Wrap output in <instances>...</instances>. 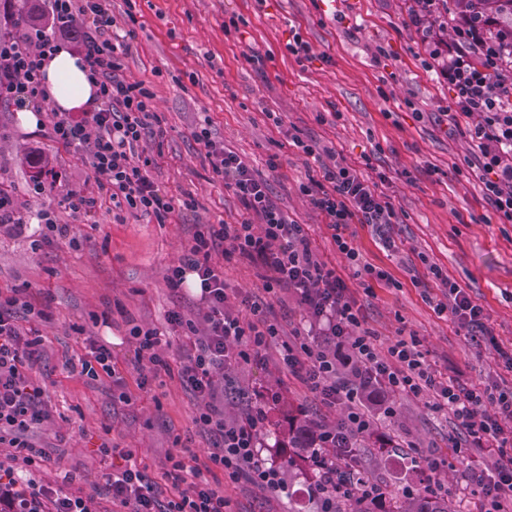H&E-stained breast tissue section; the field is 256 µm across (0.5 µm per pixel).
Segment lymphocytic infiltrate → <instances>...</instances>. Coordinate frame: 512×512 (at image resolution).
<instances>
[{
  "label": "lymphocytic infiltrate",
  "mask_w": 512,
  "mask_h": 512,
  "mask_svg": "<svg viewBox=\"0 0 512 512\" xmlns=\"http://www.w3.org/2000/svg\"><path fill=\"white\" fill-rule=\"evenodd\" d=\"M109 0H53L52 13L59 37L31 28L0 40V101L16 106L47 101L45 62L57 51L59 39H67L80 57L81 67L96 87L93 109L73 116L69 112L47 114L51 136L65 146L87 145L99 175V188L121 213L149 215L166 224L175 212L169 198L155 184L150 171L155 157L139 153L141 140L160 118L155 94L142 81H129L122 73L113 42L115 20ZM89 27H82V20ZM423 40L432 59L441 61L453 96L450 121L466 118L470 154L479 171L485 199L503 223H512V32L489 37L486 21L461 15L452 42L446 43L425 29ZM194 138L204 144L212 173L233 189L245 212L232 224L198 225L178 264L170 266L166 281L181 288L187 273H194L200 288L202 312L184 319L172 311L167 316L171 331L185 350L179 369H172L157 328L136 326L135 355L141 369L152 376L178 371L202 400L196 423L213 433L218 444L204 466L183 448L169 453L164 476L173 488L166 505H159L152 484L136 466L132 453L101 444L103 460L123 459L124 468L113 471L107 490L113 502L132 512H228L229 502L218 488L221 479L248 481L274 490L283 489L279 468L262 459L259 441L268 420L266 403L276 401L273 392L257 394L256 403L234 421L224 418V372L230 365L261 360L272 341H280V361L289 373L313 392L327 409H340L336 424L321 426L316 435L318 478L314 497L332 508L336 500L382 499L383 487L374 481L355 482L344 468L348 437L373 433L376 422L357 404L355 379L369 378L373 403L386 416L395 410L392 396L431 398L436 411L452 415L463 434L462 448H478L495 455L492 472L476 470L478 512H512V389L467 385L441 380L428 363L417 337L397 340L383 347L365 328L362 307L334 268L320 261L302 225L290 220L274 201L267 179L256 175L235 154L225 152L200 125ZM387 177L367 181L357 169L343 164L324 167L322 181L301 185V192L323 215L338 251L354 268L365 293L374 284H394L392 273L364 261L354 244L355 224L375 228L396 223L397 213L386 191ZM237 259L261 273L264 289L275 295L293 291L307 318V327L296 330L291 340L281 341L282 327L271 307L248 303L246 311L227 306L221 263ZM445 301L436 312H449L458 330L476 346L491 350L495 360L512 371V349H504L486 325L487 316L456 282L445 280ZM0 310V445L10 450L8 463L0 462V512H91L86 498L60 486L29 477L18 481L15 464L35 467L45 457L43 449L27 438L28 432L49 417L44 389L31 381L28 370L39 358L42 338L24 336L15 327L10 306L21 305L29 314L43 317L27 299V291L14 289ZM351 368L354 381H339L338 367Z\"/></svg>",
  "instance_id": "f902f5d3"
}]
</instances>
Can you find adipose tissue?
<instances>
[{"instance_id": "ef3b65f1", "label": "adipose tissue", "mask_w": 512, "mask_h": 512, "mask_svg": "<svg viewBox=\"0 0 512 512\" xmlns=\"http://www.w3.org/2000/svg\"><path fill=\"white\" fill-rule=\"evenodd\" d=\"M44 69L45 86L58 111L70 112L93 104V87L78 56L65 48H58Z\"/></svg>"}]
</instances>
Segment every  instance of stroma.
Wrapping results in <instances>:
<instances>
[{
	"instance_id": "35a3bbf8",
	"label": "stroma",
	"mask_w": 512,
	"mask_h": 512,
	"mask_svg": "<svg viewBox=\"0 0 512 512\" xmlns=\"http://www.w3.org/2000/svg\"><path fill=\"white\" fill-rule=\"evenodd\" d=\"M110 9L118 34L130 37L123 73L151 87L162 120L163 135H149L139 149L159 155L152 176L165 194L179 201L191 193L198 206L176 209L164 225L147 215L116 223L111 200L98 192L87 149L54 141L45 112H37L35 127L28 129L19 108L0 103V184L8 186L23 215L32 219L52 208L69 227L68 236L38 247L27 236L0 232V290L28 286L45 312L35 318L20 308L12 311L21 333L43 338L41 358L29 372L44 387L52 416L28 434L47 454L37 479L66 483L68 491L90 499L93 512H115L106 489L111 468L98 452L108 440L144 466L163 505L171 496L162 475L168 453L187 448L203 459L214 449V436L193 421L200 399L189 385L163 375L141 387L129 334L136 325L167 330L172 310L197 318L198 291L168 288L166 270L182 256L196 225L231 224L243 213L192 136L205 120L214 139L268 177L277 204L302 224L318 256L353 290L379 343L387 346L413 333L445 377L512 387V371L457 333L450 315L432 306L444 291L428 270L434 264L484 307L497 340L512 348V224L501 222L483 197L477 170L466 165V136L442 118L452 108V93L404 0H111ZM232 18L238 29L225 32ZM295 34L310 43L314 60L301 62L288 53ZM272 112L280 113L282 126L269 120ZM295 135L331 147L332 155L304 154L291 141ZM27 149L49 154L51 170L63 175L60 184L36 190V173L21 161ZM272 155L279 162L274 172L266 165ZM337 163L355 166L368 180L380 173L389 178L398 219L386 233L394 250L383 247L371 225H355L354 231L363 257L387 268L399 287L378 284L373 296H364L323 216L301 193L302 183L322 179L323 166ZM71 191L96 197L93 222L64 208ZM224 286L233 309L246 297L271 303L284 328L305 316L291 293L270 297L248 265L225 263ZM97 340L111 346L116 375L89 382L65 363L84 356ZM278 351L274 345L263 361L231 366L224 379L225 418L235 419L254 404L256 392L272 390L315 422L335 423L340 411L324 408L277 367ZM120 390L130 403L114 400ZM391 403L395 416L377 415L379 431L364 451L374 479L395 488L394 465L413 463L417 469L406 479L412 485L428 459L443 458L446 490L465 512H476L468 472L475 463L492 469L494 457L482 454L470 462L455 455L461 433L424 399L395 397ZM388 441L394 447L385 459L380 447ZM223 490L233 512H288L285 492L244 479Z\"/></svg>"
}]
</instances>
